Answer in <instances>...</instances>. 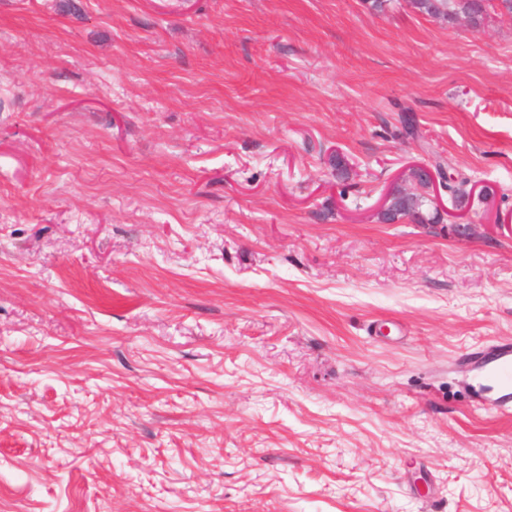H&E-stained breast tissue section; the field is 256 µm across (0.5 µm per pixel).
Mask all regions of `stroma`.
Listing matches in <instances>:
<instances>
[{"mask_svg": "<svg viewBox=\"0 0 512 512\" xmlns=\"http://www.w3.org/2000/svg\"><path fill=\"white\" fill-rule=\"evenodd\" d=\"M498 344L497 5L0 0V512H512ZM483 0H410L413 9L435 18H447L451 14H466L465 17H452L451 24H458L462 18L473 28L480 27L486 18L487 7L482 4Z\"/></svg>", "mask_w": 512, "mask_h": 512, "instance_id": "1", "label": "stroma"}]
</instances>
